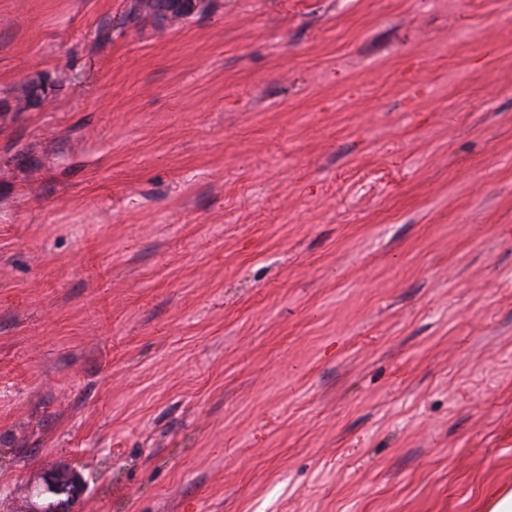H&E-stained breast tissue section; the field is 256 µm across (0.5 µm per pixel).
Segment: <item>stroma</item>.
Instances as JSON below:
<instances>
[{"label": "stroma", "mask_w": 512, "mask_h": 512, "mask_svg": "<svg viewBox=\"0 0 512 512\" xmlns=\"http://www.w3.org/2000/svg\"><path fill=\"white\" fill-rule=\"evenodd\" d=\"M133 3L0 0V512H483L512 0Z\"/></svg>", "instance_id": "35a3bbf8"}]
</instances>
